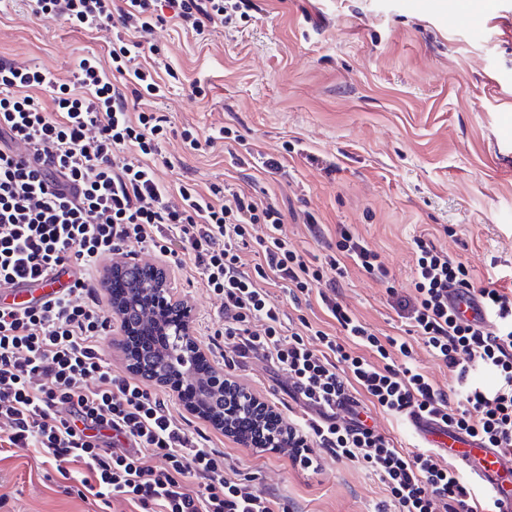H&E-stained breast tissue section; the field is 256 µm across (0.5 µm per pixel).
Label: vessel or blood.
Returning <instances> with one entry per match:
<instances>
[{"instance_id": "obj_1", "label": "vessel or blood", "mask_w": 512, "mask_h": 512, "mask_svg": "<svg viewBox=\"0 0 512 512\" xmlns=\"http://www.w3.org/2000/svg\"><path fill=\"white\" fill-rule=\"evenodd\" d=\"M63 278V272L56 270L37 284L19 283L1 294L22 303L42 302L59 292ZM448 305L467 320L485 317L477 297L463 288H449ZM410 425L428 446L444 450L448 459L464 470L477 486L499 497L503 503L501 512H512V455H501L496 449L482 447L479 442L431 421L414 419Z\"/></svg>"}]
</instances>
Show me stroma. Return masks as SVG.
<instances>
[{"label":"stroma","mask_w":512,"mask_h":512,"mask_svg":"<svg viewBox=\"0 0 512 512\" xmlns=\"http://www.w3.org/2000/svg\"><path fill=\"white\" fill-rule=\"evenodd\" d=\"M452 0H248L249 18L203 35L168 22L147 35L139 64H163L164 93L144 110L166 117L168 138L154 171L176 192L231 183L271 198L287 217L282 233L305 259L330 255L341 228L376 252L388 280L344 258L336 290L343 306L380 341L406 338L412 361L441 389L447 367L410 331L390 289L413 292L415 242L424 240L469 266L475 285H512V0H481L452 21ZM113 31L84 30L35 16L28 0L0 7V60L25 61L71 79L82 58L109 65ZM213 146L189 149L183 129ZM237 141L220 137L223 129ZM280 160L268 174L232 165V156ZM191 330L211 365H224L222 301L192 264H167ZM271 301L294 329L346 335L318 296L293 302L282 284ZM232 378L283 417H310L286 374L263 357L237 360ZM172 414L223 456L226 477L274 493L282 512H376L388 494L361 466L324 457L318 473L261 454L224 436L167 396ZM0 512H130L100 500L31 448L0 455Z\"/></svg>","instance_id":"obj_1"}]
</instances>
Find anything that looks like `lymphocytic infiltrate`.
I'll list each match as a JSON object with an SVG mask.
<instances>
[{
  "instance_id": "obj_1",
  "label": "lymphocytic infiltrate",
  "mask_w": 512,
  "mask_h": 512,
  "mask_svg": "<svg viewBox=\"0 0 512 512\" xmlns=\"http://www.w3.org/2000/svg\"><path fill=\"white\" fill-rule=\"evenodd\" d=\"M33 14L92 30L111 24V70L83 58L73 78L0 62V288L36 283L67 264L79 275L55 298L37 305H0V447L33 448L62 476L78 465L92 495H111L143 512H276L275 495L224 475V459L205 448L169 412L144 380L112 375L100 352L107 319L96 294L102 262L129 246L150 248L173 264L192 254L203 284L223 300L224 334L235 356L260 355L288 374L294 394L313 411L287 420L265 402L239 410L224 402L225 435L254 451L287 455L301 472H317L322 453L361 465L387 488L397 512H499L458 468L432 448L408 454L374 428L361 410L349 424L336 408L360 388L384 413L426 416L512 455V295L493 286L477 294L491 327L462 321L448 307V289L473 286L470 271L444 251L416 244L414 293L397 300L406 319L453 375L434 386L410 364L407 342L381 343L336 301L326 306L372 363L318 330L283 337L284 315L270 303L266 282L285 283L292 300L346 275L336 256L311 265L279 232L285 214L230 185L201 194L183 184L169 197L151 163L160 155L166 120L149 111L130 119V100L157 94L150 70L135 66L137 33L172 18L204 34L232 23L244 0H31ZM129 75L124 92L110 72ZM48 92L45 108L39 92ZM265 225L268 236L255 235ZM257 261L242 270L239 253ZM493 378L485 386L477 374ZM67 416H59L58 407ZM159 457L144 466L145 455Z\"/></svg>"
}]
</instances>
